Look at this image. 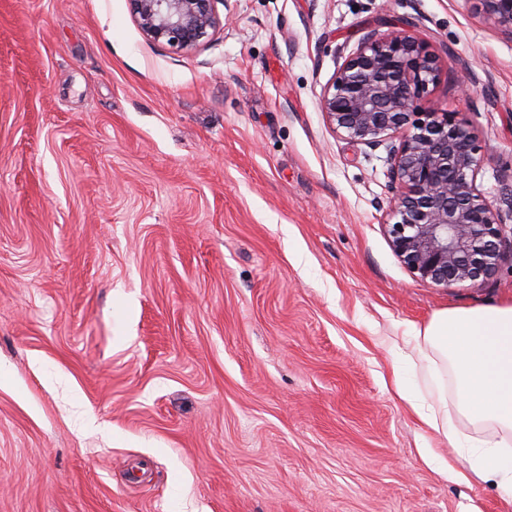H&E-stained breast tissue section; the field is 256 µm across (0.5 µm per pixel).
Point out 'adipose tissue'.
I'll return each mask as SVG.
<instances>
[{
    "instance_id": "1",
    "label": "adipose tissue",
    "mask_w": 512,
    "mask_h": 512,
    "mask_svg": "<svg viewBox=\"0 0 512 512\" xmlns=\"http://www.w3.org/2000/svg\"><path fill=\"white\" fill-rule=\"evenodd\" d=\"M411 339L434 384H441L447 369L456 381L455 403L441 397L428 407L416 405V412L453 448L466 444L448 420L449 406L473 422L494 424V441L466 445L474 458L471 470L512 498V301L441 310L413 328Z\"/></svg>"
}]
</instances>
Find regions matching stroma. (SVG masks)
<instances>
[{
  "label": "stroma",
  "instance_id": "obj_1",
  "mask_svg": "<svg viewBox=\"0 0 512 512\" xmlns=\"http://www.w3.org/2000/svg\"><path fill=\"white\" fill-rule=\"evenodd\" d=\"M147 39L131 0H0V512H512L398 392L413 327L512 299L393 252L385 149L325 86L365 30L439 56L477 184L512 201V39L469 0H218ZM218 0H132L137 23L152 41L181 51L204 42L218 24Z\"/></svg>",
  "mask_w": 512,
  "mask_h": 512
}]
</instances>
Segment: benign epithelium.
Segmentation results:
<instances>
[{"label":"benign epithelium","mask_w":512,"mask_h":512,"mask_svg":"<svg viewBox=\"0 0 512 512\" xmlns=\"http://www.w3.org/2000/svg\"><path fill=\"white\" fill-rule=\"evenodd\" d=\"M137 23L152 41L181 51L204 42L218 24L217 0H132ZM512 38V0H471ZM368 30L340 64L321 98L336 133L371 149L391 136L394 197L387 234L393 251L422 281L436 286L485 283L512 240V220L477 187L480 145L457 112L423 107L441 75L439 57L412 31Z\"/></svg>","instance_id":"benign-epithelium-1"}]
</instances>
